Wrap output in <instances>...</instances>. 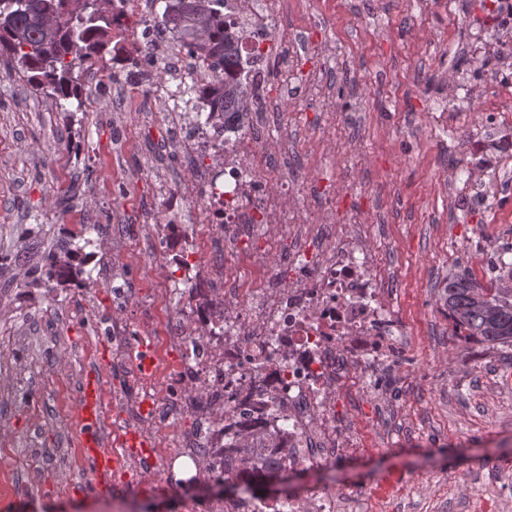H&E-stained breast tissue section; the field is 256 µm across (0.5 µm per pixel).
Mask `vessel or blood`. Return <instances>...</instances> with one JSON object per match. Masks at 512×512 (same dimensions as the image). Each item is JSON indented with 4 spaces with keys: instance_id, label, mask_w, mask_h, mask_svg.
I'll return each instance as SVG.
<instances>
[{
    "instance_id": "b4317fda",
    "label": "vessel or blood",
    "mask_w": 512,
    "mask_h": 512,
    "mask_svg": "<svg viewBox=\"0 0 512 512\" xmlns=\"http://www.w3.org/2000/svg\"><path fill=\"white\" fill-rule=\"evenodd\" d=\"M80 433L79 446L90 459L101 481H108L116 467L117 459L112 452L102 450L100 440V418L103 403V385L96 376H89L79 396Z\"/></svg>"
}]
</instances>
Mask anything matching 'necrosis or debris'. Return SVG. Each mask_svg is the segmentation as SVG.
<instances>
[{
  "mask_svg": "<svg viewBox=\"0 0 512 512\" xmlns=\"http://www.w3.org/2000/svg\"><path fill=\"white\" fill-rule=\"evenodd\" d=\"M289 2L266 0L258 10L247 0H224L225 18L246 32L250 129L259 137L282 124L273 87L310 90L325 81L323 67H304L313 36L295 23ZM475 23L495 35L477 42L474 52L492 71L488 92L494 101L485 109V135L468 132L465 158L448 171L459 211L481 210L499 197L496 175L512 163V100L506 97L512 91V0H490ZM335 124V113H326L301 150L300 168L288 160L272 164L238 129L181 130L190 179L168 195V204L190 199L228 254L252 225L270 227L250 258L265 267L274 246L284 252L287 268L244 291L227 266L183 256L182 268L195 276L169 323L170 337L184 348L176 363L153 350L148 363L132 360L131 336L122 323L112 326L111 368L132 374L140 389L130 405L133 417L158 437L182 415L193 416L198 426L181 447L138 459L132 476L145 478L154 467L182 459L189 481L225 476L247 488L202 502L186 499L182 512H368L365 498L351 501L332 490L284 498L254 491L273 473L305 470L355 447L340 408L358 380L395 381L407 352L391 269L371 246L384 221L371 210H340L332 184L310 164L313 155L331 150L325 132ZM260 179L283 189L256 194ZM255 430L279 432L282 445L266 449V465L237 468L226 442Z\"/></svg>",
  "mask_w": 512,
  "mask_h": 512,
  "instance_id": "1",
  "label": "necrosis or debris"
}]
</instances>
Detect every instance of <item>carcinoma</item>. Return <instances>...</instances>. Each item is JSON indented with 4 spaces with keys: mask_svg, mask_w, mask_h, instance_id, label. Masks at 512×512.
I'll return each mask as SVG.
<instances>
[{
    "mask_svg": "<svg viewBox=\"0 0 512 512\" xmlns=\"http://www.w3.org/2000/svg\"><path fill=\"white\" fill-rule=\"evenodd\" d=\"M221 0H164L161 19L144 30L146 41L172 34L187 52L224 76L203 86H191L206 115L195 122L226 128L240 120L249 94L246 82L237 79L244 67L243 33L224 19ZM117 23L114 0H0V64L21 75L33 93L51 99L62 111L76 101L82 107L81 89L72 73L76 66L93 65L112 44ZM78 253L50 251L43 265L30 272L28 284L49 286L77 273ZM448 317L455 328L492 345L512 346V270L485 287L468 271L448 278L442 290ZM277 436L255 438L243 434L231 441L233 448L276 447Z\"/></svg>",
    "mask_w": 512,
    "mask_h": 512,
    "instance_id": "1",
    "label": "carcinoma"
}]
</instances>
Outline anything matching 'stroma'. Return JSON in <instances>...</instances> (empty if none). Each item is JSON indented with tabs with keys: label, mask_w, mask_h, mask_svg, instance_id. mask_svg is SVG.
Instances as JSON below:
<instances>
[{
	"label": "stroma",
	"mask_w": 512,
	"mask_h": 512,
	"mask_svg": "<svg viewBox=\"0 0 512 512\" xmlns=\"http://www.w3.org/2000/svg\"><path fill=\"white\" fill-rule=\"evenodd\" d=\"M299 25H313L344 90L330 86L320 102L282 104L284 124L258 141L257 149L300 146L305 124L320 113L341 114L362 138H337L335 154L319 158L336 182L344 207L366 208L382 197L392 210L388 231L373 245L382 249L401 286L396 303L409 348L398 371L391 406L357 392L354 421L364 446L337 458L335 466L309 473L306 484L365 495L372 512H512V351L489 347L457 330L439 291L463 269L480 271L487 253L512 246V223L495 211L466 214L452 209L437 168L440 154H462L458 137L435 138L430 98L440 86L425 76L466 81L456 57L467 54L453 29L479 0H302ZM448 41L445 55L429 53L430 41ZM129 65L110 55L75 70L84 107L57 110L32 94L15 73L0 67V512H112L114 490L99 478L78 447L73 413L88 372L106 383L102 441L113 439L112 415L135 383L109 369L113 319L130 334L151 336L180 306L166 292L154 303L155 323H145L135 304L113 313L114 290L98 274L112 252V227H124L120 265L131 292L158 278L146 247L150 224L190 245L199 214L183 202L165 210L163 193L187 182L172 130L189 122L197 102L170 100L160 109L153 89L170 84L163 62L143 66L135 82ZM384 83H376L377 75ZM80 248L74 280L54 288L26 286L32 266L62 242ZM163 493L128 497L131 512H180L184 496L223 492L232 482L173 485L164 470L153 473Z\"/></svg>",
	"instance_id": "1"
}]
</instances>
